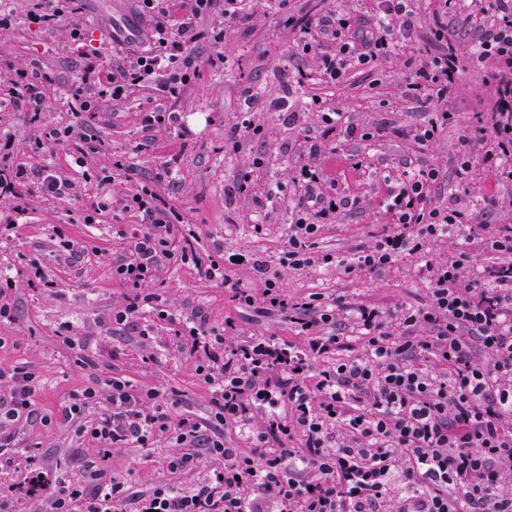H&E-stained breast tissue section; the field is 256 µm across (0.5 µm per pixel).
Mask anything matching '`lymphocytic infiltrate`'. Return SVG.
Returning a JSON list of instances; mask_svg holds the SVG:
<instances>
[{"label":"lymphocytic infiltrate","instance_id":"lymphocytic-infiltrate-1","mask_svg":"<svg viewBox=\"0 0 512 512\" xmlns=\"http://www.w3.org/2000/svg\"><path fill=\"white\" fill-rule=\"evenodd\" d=\"M147 25L137 35L140 52L116 73L104 75L99 62L83 67L73 108L94 111L98 102L118 99L131 89L155 85L165 96L186 84L195 60L188 48L249 23L241 0H184V13L171 20L167 0H137ZM458 0H437L428 19L425 58L407 56L411 87L431 106V118L413 132L419 144L431 141L447 124L448 93L462 71V55L448 35V9ZM220 9V22L202 34L196 21ZM376 18L353 26L343 7L317 20L289 18L302 50H322L323 75L341 81L348 69H363L390 58L398 44L418 36L412 0H375ZM474 64L492 61V96L482 121L489 139L460 166L463 176L479 170L496 179H512V0H493V18L483 26ZM47 76L37 69L18 72L0 107L13 104L42 112ZM429 166L390 181L382 201L388 220L372 247L353 267L382 270L398 259H424L426 307L383 310L361 304L354 310V332L362 356L331 362L346 337L330 333L336 307L322 295L293 299L284 293L278 273L260 256L230 253L216 246L200 256L192 234L170 223L151 203L131 198L127 208L142 214L138 224L119 235L126 253L112 264V275L134 289L112 312L121 324L143 308L172 319L168 302L149 286L171 255L193 264L206 278L229 286L231 298L295 324L307 338L294 346L275 336L238 340L228 329L183 321L178 334L197 361V374L209 387L210 414L200 418L178 412L174 389L133 386L115 375L104 385L70 394L60 410L62 423L95 448L80 481L60 480L50 497H41L42 475L28 474L0 490V512H15L22 499H35L38 512H512V493L501 484L512 473V226L474 225L473 212L458 200L433 199L430 188L447 180ZM298 206L304 215L288 232V265L313 267L314 217L347 206L346 197L323 192L312 165L300 168ZM478 228L479 251L455 246L446 260L431 261L433 243L451 229ZM492 255L481 278L470 269L475 253ZM249 265L263 281L261 298L233 282L234 267ZM430 351L423 367L412 355ZM37 375L15 365L0 369V469L12 466L8 454L17 425L33 413ZM94 418H87L91 407ZM238 428L244 445L227 447L226 427ZM175 450L165 459L174 474L201 472L192 487L169 482L131 497L125 479L106 462L121 448H150L159 437ZM302 447H294L295 439Z\"/></svg>","mask_w":512,"mask_h":512}]
</instances>
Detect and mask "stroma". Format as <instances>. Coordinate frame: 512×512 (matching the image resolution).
<instances>
[{
	"label": "stroma",
	"mask_w": 512,
	"mask_h": 512,
	"mask_svg": "<svg viewBox=\"0 0 512 512\" xmlns=\"http://www.w3.org/2000/svg\"><path fill=\"white\" fill-rule=\"evenodd\" d=\"M14 28L0 31V76L37 67L52 83L39 115L24 109H0V170L24 167L40 174L70 179L75 188L59 199L25 194L22 210L0 201V273L14 281L11 319L0 321V368L17 364L35 372L39 419L19 424L14 468L0 471V486L16 480L35 453L42 467L66 479H80L95 449L80 444L73 432L44 425L43 415L58 413L69 393L90 385L93 378L125 376L133 385L173 388L181 394L180 409L208 417L209 391L198 378L196 362L183 349L175 324L137 319L113 326L112 309L123 304L131 289L113 278L112 260L124 245L120 225L140 223L138 213L123 209V199L152 194L155 205L174 224H188L196 234L199 254L215 244L230 251H248L277 265L289 297L319 293L336 304V332L349 335L352 312L363 302L392 310L427 304L426 283L418 274L420 260L407 259L377 272H345L374 241L384 222L380 202L388 180L404 170L439 165L449 173L442 196L465 194L476 206L480 224L512 225V182L480 173L457 179L460 157L484 137L476 115L484 111L492 63L461 73L448 94L455 118L421 145L408 132L424 124L428 106L410 87L403 66L407 52L424 56L425 44L400 47L390 59L364 70L348 71L343 81L328 85L316 80L322 66L319 52H303L284 23L285 14L316 16L329 9L328 0H290L279 13L269 0H257L250 26L230 35L222 50L226 61L211 66L214 49L201 41L194 49L195 77L174 98L154 86L136 88L119 100L98 103L94 116L72 111L71 95L86 57H99L107 69L122 64V55L103 49L112 32L142 29L136 0H87L80 12L49 28L40 23L31 0H11ZM79 30L72 42L71 30ZM293 83V119L275 112H257V132L242 126L243 96L254 89L261 97L282 95ZM321 98L322 110L312 109ZM175 108L184 130L157 127L143 130L146 111ZM340 112L345 122L371 132L370 140L339 131L325 137L323 110ZM92 121L99 141L78 166L74 131ZM315 159L325 186L351 199V206L320 224L315 255H333L329 264L295 270L286 266L288 226L295 219L299 170ZM112 207L99 210L102 197ZM40 268L52 280L45 289L31 277ZM182 316H203L209 326L232 322L240 338L275 335L303 345L293 324L232 301L218 282L206 279L178 258L163 263L154 284ZM68 337H60L61 327ZM170 443L159 438L154 448H124L108 461L114 475L126 478L132 492L142 494L156 482L187 485L194 475L171 474L164 463Z\"/></svg>",
	"instance_id": "35a3bbf8"
}]
</instances>
